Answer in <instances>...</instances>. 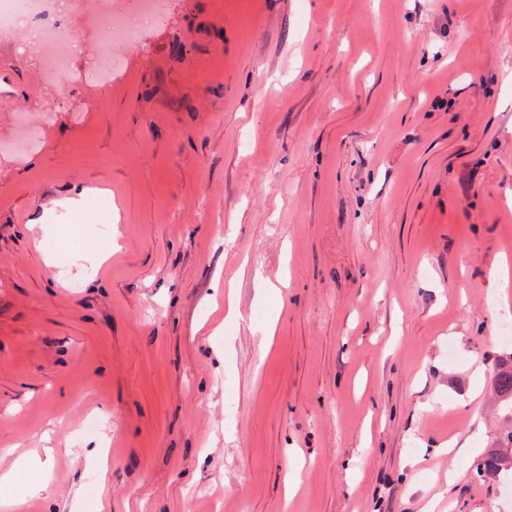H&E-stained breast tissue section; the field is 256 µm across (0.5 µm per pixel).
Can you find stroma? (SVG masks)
<instances>
[{"instance_id": "1", "label": "stroma", "mask_w": 512, "mask_h": 512, "mask_svg": "<svg viewBox=\"0 0 512 512\" xmlns=\"http://www.w3.org/2000/svg\"><path fill=\"white\" fill-rule=\"evenodd\" d=\"M165 12L65 98L0 39V138L49 115L0 154V512H512L474 477L512 320V0ZM79 191L114 217L81 276L46 258L100 247Z\"/></svg>"}]
</instances>
